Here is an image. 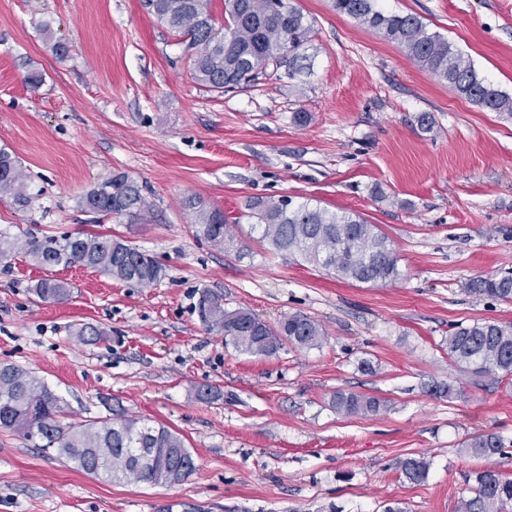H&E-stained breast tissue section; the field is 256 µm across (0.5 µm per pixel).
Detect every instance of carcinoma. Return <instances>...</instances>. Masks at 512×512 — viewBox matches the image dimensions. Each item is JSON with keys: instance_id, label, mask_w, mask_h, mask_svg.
I'll return each mask as SVG.
<instances>
[{"instance_id": "cac0c4a2", "label": "carcinoma", "mask_w": 512, "mask_h": 512, "mask_svg": "<svg viewBox=\"0 0 512 512\" xmlns=\"http://www.w3.org/2000/svg\"><path fill=\"white\" fill-rule=\"evenodd\" d=\"M224 0V30L215 27L210 0H144L146 9L186 45L194 78L211 91L249 86L259 77H271L282 66L293 68L311 41L312 27L292 0ZM337 11L374 29L404 49L407 57L448 83L462 98L512 118V96L480 77L473 65L443 36L431 33L420 17L386 13L376 0H334ZM293 51L285 53V38ZM0 195L25 206L34 194L21 162L0 149ZM85 212L93 221L126 216L145 223L152 204L143 186L118 172L97 183L82 197ZM183 207L194 213L196 233L215 247H243L228 224L224 211L188 197ZM253 228L260 241L277 253L359 283L393 284L401 278L398 259L388 237L375 224L351 213L329 212L311 202L290 206L285 199L255 198L248 204ZM27 253L39 265H79L96 269L116 280L148 287L164 276L163 266L152 256L106 235L80 234L62 240L48 236L26 242ZM34 293L43 301H63L70 296L67 283L43 279ZM465 291L477 298L512 302V276L480 278L468 282ZM201 316L212 330L224 333L225 342L255 356H271L284 343L297 348L318 346L324 339L322 326L303 313L283 317L273 327L246 309L228 310L220 296H206ZM448 357L475 383L496 382L512 376V323L476 320L456 324L448 332ZM339 413L378 416L388 401L376 396L339 390L333 398ZM0 428L28 441L39 440L54 447L78 469L110 478L143 479L133 460L142 449H156V462L183 480L194 471V459L182 438L163 425L128 418L118 410L111 417L69 422L60 398L32 371L16 364H0ZM505 448L494 432L467 440L465 451L477 458L489 457ZM429 463L421 457L399 462L404 478L419 483L428 475ZM512 505V479L492 471L475 476L472 496L461 501L458 512H506Z\"/></svg>"}]
</instances>
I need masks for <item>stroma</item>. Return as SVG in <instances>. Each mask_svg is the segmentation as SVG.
Instances as JSON below:
<instances>
[{
    "label": "stroma",
    "mask_w": 512,
    "mask_h": 512,
    "mask_svg": "<svg viewBox=\"0 0 512 512\" xmlns=\"http://www.w3.org/2000/svg\"><path fill=\"white\" fill-rule=\"evenodd\" d=\"M295 3L312 26L295 72L218 93L195 81L184 45L141 0H0V147L37 192L24 208L0 196V234L111 235L165 269L146 288L77 265L44 268L22 250L0 259V364L35 372L72 419L116 406L164 424L195 461L173 486L108 481L0 428V512H458L473 471L512 479V379L475 385L447 343L462 321L512 322V303L465 291L512 274V119L461 98L332 0ZM377 5L419 16L512 95V0ZM57 40L66 59L51 49ZM300 110L309 124H294ZM424 112L434 132L418 127ZM117 172L142 185L149 223L82 212V196ZM190 195L224 211L244 257L197 237L182 206ZM254 197L379 225L401 279L347 283L268 251L246 216ZM50 277L71 284L66 301L32 293ZM206 294L273 325L308 314L325 338L244 353L202 322ZM85 324L105 339L81 343ZM433 382L454 395L430 396ZM203 386L220 399L199 400ZM339 390L389 408L336 412ZM481 432L501 435L504 454H466ZM410 456L430 463L417 484L398 467Z\"/></svg>",
    "instance_id": "obj_1"
}]
</instances>
